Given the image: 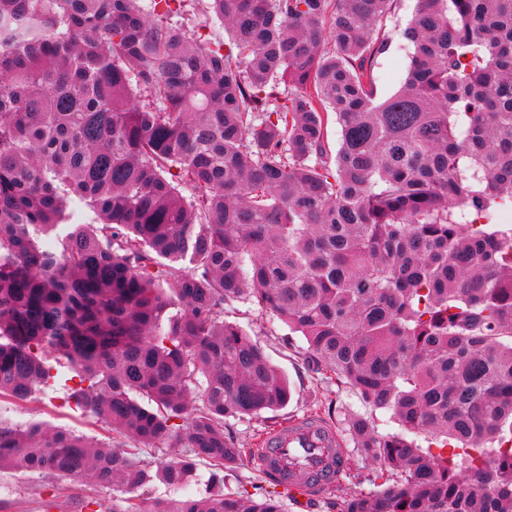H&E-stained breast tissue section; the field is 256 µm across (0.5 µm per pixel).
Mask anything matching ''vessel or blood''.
Listing matches in <instances>:
<instances>
[{
  "mask_svg": "<svg viewBox=\"0 0 512 512\" xmlns=\"http://www.w3.org/2000/svg\"><path fill=\"white\" fill-rule=\"evenodd\" d=\"M252 462L275 487L303 504L320 497L345 472L347 450L330 424L306 416L264 436Z\"/></svg>",
  "mask_w": 512,
  "mask_h": 512,
  "instance_id": "b4317fda",
  "label": "vessel or blood"
}]
</instances>
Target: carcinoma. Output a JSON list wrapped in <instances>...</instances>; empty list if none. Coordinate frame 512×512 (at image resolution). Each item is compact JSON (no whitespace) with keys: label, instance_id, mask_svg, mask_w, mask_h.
<instances>
[{"label":"carcinoma","instance_id":"obj_1","mask_svg":"<svg viewBox=\"0 0 512 512\" xmlns=\"http://www.w3.org/2000/svg\"><path fill=\"white\" fill-rule=\"evenodd\" d=\"M396 2L209 0L213 42L182 0H0V397L66 367L127 439L0 422L1 466L117 486L112 512H283L225 432L291 396L242 303L397 421L349 419L376 468L330 512H512V0H417L382 100ZM75 198L93 222L43 246ZM201 462L206 496L153 497ZM170 22L182 26L188 33L224 40V26L212 17L205 0H184L182 7L172 16ZM416 0H399L394 14L383 23L381 34L391 43L389 51L380 55L374 65L380 98L396 92L406 77L413 47L403 37V30L414 15Z\"/></svg>","mask_w":512,"mask_h":512}]
</instances>
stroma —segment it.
I'll list each match as a JSON object with an SVG mask.
<instances>
[{"mask_svg":"<svg viewBox=\"0 0 512 512\" xmlns=\"http://www.w3.org/2000/svg\"><path fill=\"white\" fill-rule=\"evenodd\" d=\"M416 6V0H398L393 15L382 26L381 32L391 46L374 65L380 97L396 92L406 77L413 48L404 38L403 30ZM171 21L191 34L217 40L224 37V27L212 17L206 0H184ZM228 318L261 344L272 363L287 377L291 389L285 407L257 418L230 420L227 428L238 442L254 447L257 436L269 432L273 425L314 413L325 405L332 408L331 423L337 432H344L348 419L356 414L374 421L379 432L397 431L398 425L389 413L371 410L352 388L327 386L311 374L303 361L301 338L291 334L279 321L246 305L231 310ZM0 419L14 424L45 420L95 439L109 436L104 423L75 406L64 404L55 392L37 396L26 404L1 398ZM118 495V490L92 489L77 480L0 469V512H112V500Z\"/></svg>","mask_w":512,"mask_h":512,"instance_id":"1","label":"stroma"}]
</instances>
